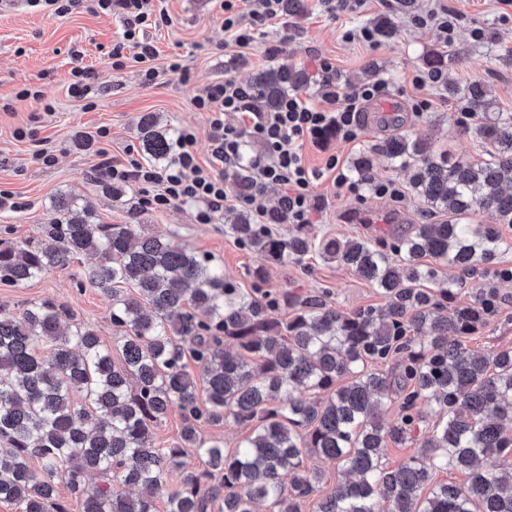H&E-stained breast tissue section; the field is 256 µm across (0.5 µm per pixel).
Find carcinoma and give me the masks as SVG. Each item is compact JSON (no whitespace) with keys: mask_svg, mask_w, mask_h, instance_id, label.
Segmentation results:
<instances>
[{"mask_svg":"<svg viewBox=\"0 0 512 512\" xmlns=\"http://www.w3.org/2000/svg\"><path fill=\"white\" fill-rule=\"evenodd\" d=\"M308 82L293 65L258 72L255 111L274 110ZM446 90L464 99L484 158L453 160L425 138L396 133L348 169L368 187L374 156L384 157L410 172V194L443 219L386 242L315 244L304 224L286 238L272 232L288 223L280 205L261 221L245 209L224 215L242 247L276 264L315 250L375 288L378 306L343 312L323 294L264 289V266L244 291L211 259L141 224H99L65 193L52 200L57 223L39 238L0 242V283L24 287L77 263L111 301L120 332L117 364L112 346L66 303L41 299L0 316V501L17 512H70L72 500L80 512H156L159 494L167 512H301L306 503L314 512H380L382 503L386 512H512V473L482 467L491 455H512V348L465 344L497 314L496 283L512 281L501 264L512 247L503 234L512 225V113L481 81ZM136 129L148 161L172 159L176 128L144 112ZM248 157L224 174L243 196L253 191ZM445 267L461 277L436 288ZM478 271L495 281L456 300L463 277ZM395 357L396 370L378 368ZM394 396L399 412L383 421L379 411ZM421 405L436 409L432 431L416 455L386 465L387 448L419 428ZM173 408L181 431L159 448L153 428ZM223 421L248 429L233 448L200 432ZM308 452L336 462L345 480L325 486L304 466ZM447 470L466 479L437 480ZM92 476L104 483L89 485Z\"/></svg>","mask_w":512,"mask_h":512,"instance_id":"carcinoma-1","label":"carcinoma"}]
</instances>
